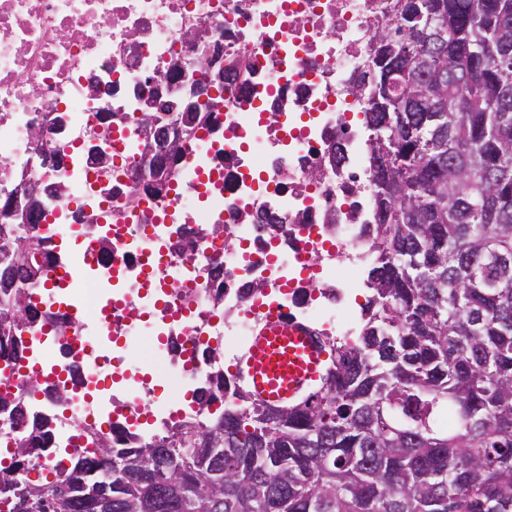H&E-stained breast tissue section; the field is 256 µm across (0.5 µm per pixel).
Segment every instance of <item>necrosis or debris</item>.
<instances>
[{"label":"necrosis or debris","mask_w":512,"mask_h":512,"mask_svg":"<svg viewBox=\"0 0 512 512\" xmlns=\"http://www.w3.org/2000/svg\"><path fill=\"white\" fill-rule=\"evenodd\" d=\"M396 0H0V224L24 179L59 188L48 206L67 220L80 248L62 259L46 246L24 338L54 337L64 365L97 382L119 369L143 334L142 318L161 319L156 335L164 370L183 395L145 402L146 385L123 399L89 401L74 391L65 410L31 393L25 357L0 350V397L37 405L50 423L49 450L0 472V489L28 482L54 464V448L92 456L105 421L153 437L182 422L207 423L193 402L217 349L238 366L269 315L315 336L354 338L358 291L376 222L370 190L368 108L356 81L367 70L375 29L392 27ZM224 44V109L212 113L175 162L165 196L141 192L162 169L166 148L138 121L153 79L164 102L180 104L183 74L201 53L185 34ZM112 108L105 158L89 152ZM55 141L61 162L40 163L34 129ZM224 227L223 234L211 231ZM190 229L194 250L177 248L175 227ZM87 270L58 304L48 283L63 265Z\"/></svg>","instance_id":"obj_1"}]
</instances>
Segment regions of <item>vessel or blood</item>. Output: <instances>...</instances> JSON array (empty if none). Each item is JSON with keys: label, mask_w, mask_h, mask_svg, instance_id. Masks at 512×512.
I'll use <instances>...</instances> for the list:
<instances>
[{"label": "vessel or blood", "mask_w": 512, "mask_h": 512, "mask_svg": "<svg viewBox=\"0 0 512 512\" xmlns=\"http://www.w3.org/2000/svg\"><path fill=\"white\" fill-rule=\"evenodd\" d=\"M326 352L307 328L270 319L253 336L242 370L257 398L275 404L293 401L320 378Z\"/></svg>", "instance_id": "vessel-or-blood-1"}]
</instances>
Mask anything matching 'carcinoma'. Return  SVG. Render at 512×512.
<instances>
[{
	"mask_svg": "<svg viewBox=\"0 0 512 512\" xmlns=\"http://www.w3.org/2000/svg\"><path fill=\"white\" fill-rule=\"evenodd\" d=\"M397 5L370 49L381 61L366 125L392 171L372 166L375 260L356 343L328 340L319 381L288 405L255 399L147 448L126 447L136 432L103 435L99 460L71 455L47 484L10 490L9 512H210L215 499L216 512H512V0ZM409 11L431 18L439 43L411 42ZM406 63L387 111L383 70ZM57 233L0 247L3 347L23 343L31 305L19 293ZM224 379L209 376L197 400ZM105 484L110 501L92 492Z\"/></svg>",
	"mask_w": 512,
	"mask_h": 512,
	"instance_id": "cac0c4a2",
	"label": "carcinoma"
}]
</instances>
